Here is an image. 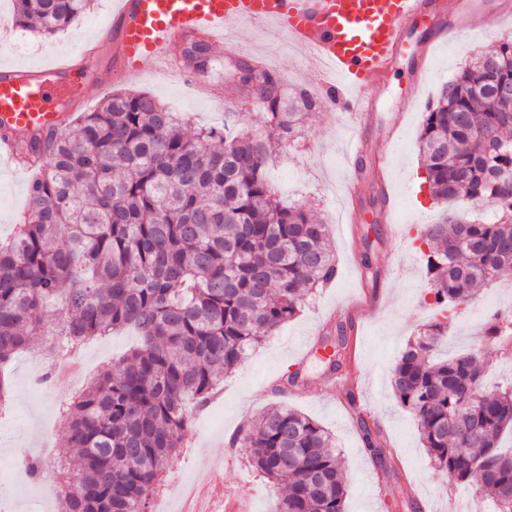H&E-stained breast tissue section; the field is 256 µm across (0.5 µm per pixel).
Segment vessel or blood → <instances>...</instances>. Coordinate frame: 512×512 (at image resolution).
<instances>
[{
  "label": "vessel or blood",
  "mask_w": 512,
  "mask_h": 512,
  "mask_svg": "<svg viewBox=\"0 0 512 512\" xmlns=\"http://www.w3.org/2000/svg\"><path fill=\"white\" fill-rule=\"evenodd\" d=\"M457 11L469 30L493 23L484 8L456 9L453 0H115L111 34L80 57L41 67L0 64V158L18 163L16 133L63 127L69 104L95 83L96 67L113 60L120 76L170 60L187 36L223 45L230 29L270 24L302 55L318 62V76L337 106L367 118L373 105L364 87L383 83L403 50L408 27L420 22L443 41L439 16Z\"/></svg>",
  "instance_id": "obj_1"
}]
</instances>
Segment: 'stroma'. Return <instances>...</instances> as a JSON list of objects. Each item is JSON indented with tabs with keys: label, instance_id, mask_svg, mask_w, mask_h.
I'll return each mask as SVG.
<instances>
[{
	"label": "stroma",
	"instance_id": "obj_1",
	"mask_svg": "<svg viewBox=\"0 0 512 512\" xmlns=\"http://www.w3.org/2000/svg\"><path fill=\"white\" fill-rule=\"evenodd\" d=\"M500 2L505 12L500 26L480 36H452L434 46L432 64L419 83L414 80L419 52L432 32L413 28L406 53L385 82L365 90L374 109L370 122L360 130L366 148L356 195L345 193L352 173L344 161L354 122L333 103L318 104L309 112L298 141L274 146L268 179L284 204L310 209L327 224L337 275L317 290L300 315L249 351L242 364L225 376L219 398L206 412L194 415V441L170 465L180 482L197 486L203 475L214 472L226 501L248 512H273L285 493L283 485L257 477L249 449L231 450L227 442L262 411L281 404L308 415L331 433L348 485L346 512H411L413 502L421 512H495L491 500L435 469L415 418L391 391L390 370L406 343L435 320L425 252L417 236L425 225L452 211L448 203L433 199L423 181L419 134L424 112L443 84L502 36L512 35V0ZM112 4L113 0H94L84 16L50 38L11 27L0 41V62L49 64L62 55L81 54L106 23ZM233 59L264 65L279 78L286 97L316 89L313 68L272 26L263 25L240 31L233 43L214 49L211 62L219 75L212 83L219 97L161 76L153 63L129 79L115 78L113 67L105 66L98 73L99 86L91 89L81 109L94 110L120 89L144 90L187 116L191 128L219 126L231 118L239 127L264 130V106L244 97L237 84L221 75ZM408 101L413 109L406 113L402 107ZM384 150L390 154L386 167L376 161ZM31 179L30 172L0 165V239L10 237L26 209ZM384 186L396 194L395 210L385 209L380 201ZM367 247L372 250L369 270L362 264ZM508 308L512 309V290L495 283L478 286L475 298L449 325L444 353L453 356L474 349L476 333L494 311ZM340 322L347 326L345 359L342 368L332 373L317 362L312 350ZM136 341L135 333L127 331L87 344L82 355L89 375L109 368ZM43 344L42 336L33 337L29 350L15 355L9 368L13 407L0 416V506L5 512H54L48 480L35 483V494L27 499L14 488L24 455L58 457L63 451L58 405L69 397L73 377L59 367L49 394L32 388L30 353ZM297 369L303 385L285 395L274 393V384ZM364 422L380 429L387 466H380L366 449L360 429Z\"/></svg>",
	"mask_w": 512,
	"mask_h": 512
}]
</instances>
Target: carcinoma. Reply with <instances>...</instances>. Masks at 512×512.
Returning a JSON list of instances; mask_svg holds the SVG:
<instances>
[{
	"label": "carcinoma",
	"instance_id": "cac0c4a2",
	"mask_svg": "<svg viewBox=\"0 0 512 512\" xmlns=\"http://www.w3.org/2000/svg\"><path fill=\"white\" fill-rule=\"evenodd\" d=\"M91 2L14 0L15 24L51 37ZM486 54L512 79V37ZM236 75L261 90L266 132L226 121L189 135L154 96L118 92L45 146L34 136L21 146L36 178L17 233L0 242V410L12 399L7 367L32 334L61 336L67 350L127 328L140 338L60 405L75 452L57 471L68 488L63 512H149L190 429L187 403L206 407L224 374L336 277L326 225L282 204L266 178L272 143L295 140L316 101L301 91L289 111L266 68L238 64ZM492 95L490 70L477 59L425 112L419 151L431 195L482 211L422 230L431 294L446 316L406 344L390 383L435 467L512 512V448L501 445L512 433V387L462 417L484 366L474 353L438 357L447 313L512 269V112ZM362 430L387 466L378 432ZM333 444L286 406L262 412L232 442L253 449L259 474L286 484L276 512H346Z\"/></svg>",
	"mask_w": 512,
	"mask_h": 512
}]
</instances>
